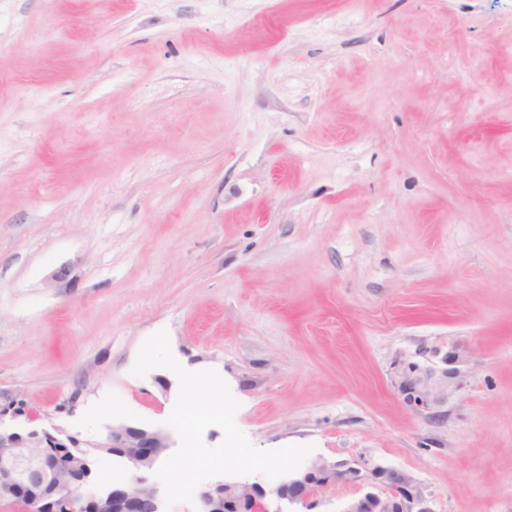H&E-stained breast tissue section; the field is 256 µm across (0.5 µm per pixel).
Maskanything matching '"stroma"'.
I'll return each instance as SVG.
<instances>
[{
    "label": "stroma",
    "mask_w": 512,
    "mask_h": 512,
    "mask_svg": "<svg viewBox=\"0 0 512 512\" xmlns=\"http://www.w3.org/2000/svg\"><path fill=\"white\" fill-rule=\"evenodd\" d=\"M161 330L254 447L512 512V0H0V424L164 427ZM438 365L427 368L415 362L398 363L395 384L403 402L418 412L432 410L448 402L460 390L468 374V348L460 343H448V349L429 351Z\"/></svg>",
    "instance_id": "35a3bbf8"
}]
</instances>
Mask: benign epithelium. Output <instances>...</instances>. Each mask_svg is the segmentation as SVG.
I'll return each instance as SVG.
<instances>
[{
    "mask_svg": "<svg viewBox=\"0 0 512 512\" xmlns=\"http://www.w3.org/2000/svg\"><path fill=\"white\" fill-rule=\"evenodd\" d=\"M438 364L427 368L415 362L398 363L395 384L403 402L418 412L448 402L462 388L468 374L469 351L460 343L429 350ZM174 442L160 428L124 422L109 427L104 441L83 448L68 436L43 433L25 435L0 427V505L24 512H169L163 490L146 483L143 473L154 470L167 457ZM124 459L136 473L129 486H92L94 459L99 454ZM358 484L365 492L346 500L338 512H434L415 488L413 477L381 462H330L318 458L289 473L276 487L245 482L231 475L202 489L188 512H225L224 504L237 500L247 512H312L317 492L339 484Z\"/></svg>",
    "mask_w": 512,
    "mask_h": 512,
    "instance_id": "benign-epithelium-1",
    "label": "benign epithelium"
}]
</instances>
